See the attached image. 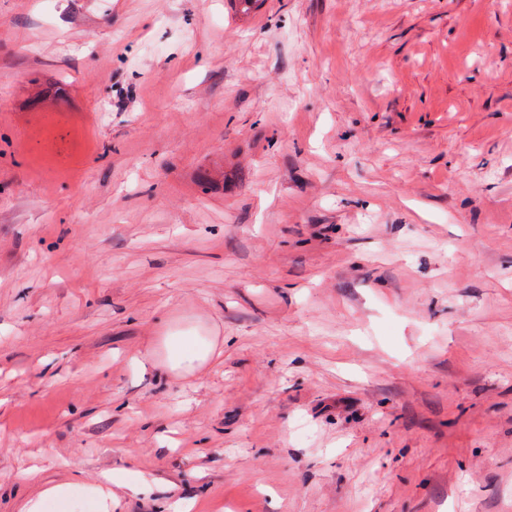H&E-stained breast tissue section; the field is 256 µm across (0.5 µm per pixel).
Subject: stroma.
<instances>
[{"instance_id":"obj_1","label":"stroma","mask_w":512,"mask_h":512,"mask_svg":"<svg viewBox=\"0 0 512 512\" xmlns=\"http://www.w3.org/2000/svg\"><path fill=\"white\" fill-rule=\"evenodd\" d=\"M104 471L512 512V0H0V512ZM163 347L165 363L172 372H194L216 355L215 345L202 348L194 336H166Z\"/></svg>"}]
</instances>
